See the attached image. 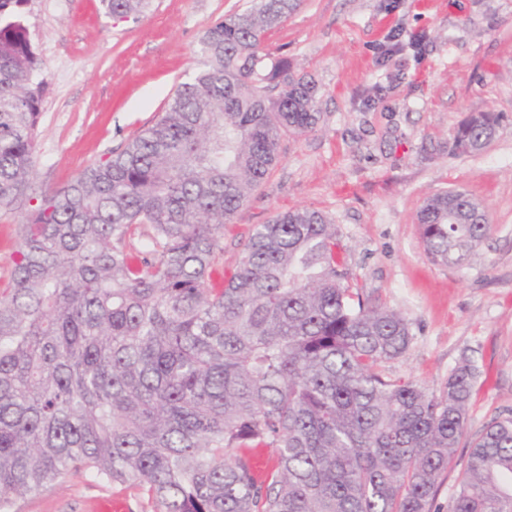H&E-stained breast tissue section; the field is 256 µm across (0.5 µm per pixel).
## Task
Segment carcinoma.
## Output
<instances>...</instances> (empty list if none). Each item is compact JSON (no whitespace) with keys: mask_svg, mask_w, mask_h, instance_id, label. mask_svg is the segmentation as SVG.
Here are the masks:
<instances>
[{"mask_svg":"<svg viewBox=\"0 0 512 512\" xmlns=\"http://www.w3.org/2000/svg\"><path fill=\"white\" fill-rule=\"evenodd\" d=\"M148 2L101 5L129 17ZM26 4L0 0V211L29 205L0 289V512L79 470L146 492L156 512H429L466 434L471 361L437 397L391 379L410 325L350 288L319 210L257 225L219 268L224 224L278 163L281 134L321 120L316 84L263 54L300 0L215 22L151 126L40 191L46 76ZM498 123L470 115L455 153L484 149ZM417 223L426 254L457 266L491 228L458 190ZM256 448L275 453L262 478ZM449 512H512V411L470 442Z\"/></svg>","mask_w":512,"mask_h":512,"instance_id":"carcinoma-1","label":"carcinoma"}]
</instances>
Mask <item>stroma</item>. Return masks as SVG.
Masks as SVG:
<instances>
[{
  "mask_svg": "<svg viewBox=\"0 0 512 512\" xmlns=\"http://www.w3.org/2000/svg\"><path fill=\"white\" fill-rule=\"evenodd\" d=\"M248 0H150L118 20L100 0H28L30 39L46 66L33 186L64 185L120 151L164 111L199 66L200 41ZM315 80L321 121L288 132L279 161L224 226L234 269L256 225L295 208L335 223L353 287L410 323L392 379L439 395L462 360L479 377L466 438L441 474L430 512H448L469 441L512 411V0H302L267 41ZM501 117L494 141L453 152L469 114ZM463 189L491 231L462 268L429 259L416 214L430 196ZM154 512L144 491L72 472L16 501L15 512H92L98 498Z\"/></svg>",
  "mask_w": 512,
  "mask_h": 512,
  "instance_id": "obj_1",
  "label": "stroma"
}]
</instances>
